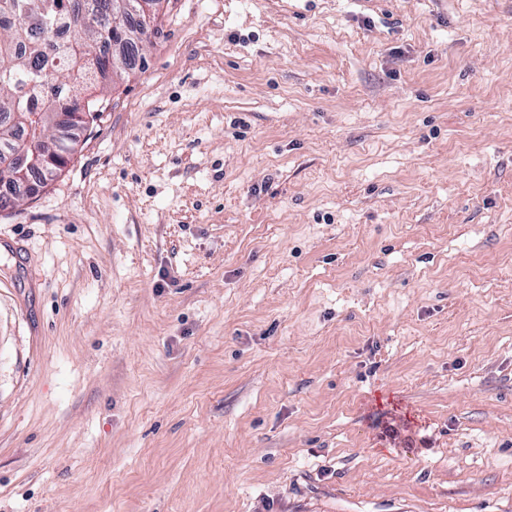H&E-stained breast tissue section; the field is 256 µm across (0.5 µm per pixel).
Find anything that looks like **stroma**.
I'll list each match as a JSON object with an SVG mask.
<instances>
[{
  "label": "stroma",
  "mask_w": 512,
  "mask_h": 512,
  "mask_svg": "<svg viewBox=\"0 0 512 512\" xmlns=\"http://www.w3.org/2000/svg\"><path fill=\"white\" fill-rule=\"evenodd\" d=\"M0 212V512H512V0H164Z\"/></svg>",
  "instance_id": "35a3bbf8"
}]
</instances>
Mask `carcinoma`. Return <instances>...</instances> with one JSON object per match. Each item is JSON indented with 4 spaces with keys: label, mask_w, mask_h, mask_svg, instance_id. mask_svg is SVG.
Here are the masks:
<instances>
[{
    "label": "carcinoma",
    "mask_w": 512,
    "mask_h": 512,
    "mask_svg": "<svg viewBox=\"0 0 512 512\" xmlns=\"http://www.w3.org/2000/svg\"><path fill=\"white\" fill-rule=\"evenodd\" d=\"M130 17L121 0H0V159L20 150L60 156L72 151L56 136L59 112L94 120L99 100L75 87L131 63L109 54L114 43L151 41L157 18L137 21L124 35L112 21Z\"/></svg>",
    "instance_id": "1"
}]
</instances>
